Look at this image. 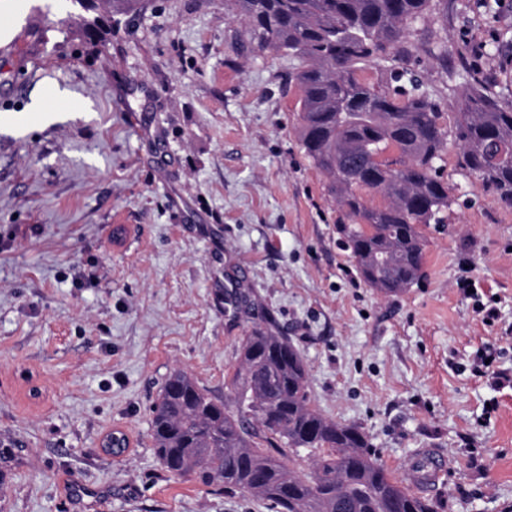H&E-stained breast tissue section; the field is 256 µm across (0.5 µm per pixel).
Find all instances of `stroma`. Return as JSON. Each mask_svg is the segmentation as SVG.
Masks as SVG:
<instances>
[{
  "mask_svg": "<svg viewBox=\"0 0 512 512\" xmlns=\"http://www.w3.org/2000/svg\"><path fill=\"white\" fill-rule=\"evenodd\" d=\"M0 20V512H272L170 476L150 437L169 374L224 399L263 320L391 476L437 448L449 468L426 495L444 512H512V387L476 371L493 349L512 376V207L460 170L455 139L424 274L385 296L337 241L347 217L300 145L291 60L242 49L227 0H0ZM506 31L512 0H435L399 65L442 112L472 70L511 106Z\"/></svg>",
  "mask_w": 512,
  "mask_h": 512,
  "instance_id": "35a3bbf8",
  "label": "stroma"
}]
</instances>
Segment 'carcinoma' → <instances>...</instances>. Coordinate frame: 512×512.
<instances>
[{"instance_id":"obj_1","label":"carcinoma","mask_w":512,"mask_h":512,"mask_svg":"<svg viewBox=\"0 0 512 512\" xmlns=\"http://www.w3.org/2000/svg\"><path fill=\"white\" fill-rule=\"evenodd\" d=\"M234 2L256 49L295 61L288 81L300 91L301 146L351 219L336 233L369 287L391 295L419 281L421 226L441 223L450 204L438 165L449 135L461 143V168L512 206V156L495 162L487 152L492 138L512 148V109L499 104L490 81L472 76L448 125L408 71L391 69L392 91L360 79L365 66L409 52L405 27L432 0ZM363 190L386 204L367 206ZM308 378L288 337L254 326L227 381L231 404L185 371L168 376L151 422L157 458L173 477L192 473L275 512H438V501L388 473L361 427L312 405Z\"/></svg>"}]
</instances>
